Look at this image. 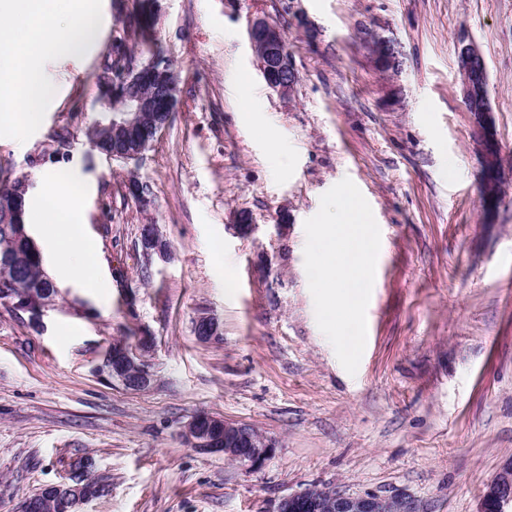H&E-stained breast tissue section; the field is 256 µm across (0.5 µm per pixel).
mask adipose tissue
<instances>
[{"label": "adipose tissue", "mask_w": 512, "mask_h": 512, "mask_svg": "<svg viewBox=\"0 0 512 512\" xmlns=\"http://www.w3.org/2000/svg\"><path fill=\"white\" fill-rule=\"evenodd\" d=\"M97 0H0V141L21 143L53 100L55 89L43 64L52 57L85 55L98 40ZM63 13L73 16L57 24ZM76 172L60 168L44 179L41 206L61 214L46 240L63 262L65 276L88 288L109 290L97 272L96 252L76 206Z\"/></svg>", "instance_id": "adipose-tissue-1"}]
</instances>
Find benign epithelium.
<instances>
[{"mask_svg": "<svg viewBox=\"0 0 512 512\" xmlns=\"http://www.w3.org/2000/svg\"><path fill=\"white\" fill-rule=\"evenodd\" d=\"M251 48L257 59L264 81L282 96L289 95L297 81L298 72L292 57L283 46V31L264 17H255L248 28ZM375 48L373 63L381 69L398 62L395 44L382 36L370 37ZM457 69L460 77L459 92L464 101L477 93L476 77L486 74V64L476 43L462 37L459 40ZM170 72L167 61L152 58L132 70L116 75L106 71L100 84L107 96L122 87L114 97L111 109L125 114L120 127L130 129L148 121L159 110L172 112L176 108V83L166 79ZM492 109L484 104L477 109V124L481 133L485 163L492 161L491 152L497 146L496 135L484 120ZM140 242L143 255L168 256V246L154 224L141 227ZM198 340L204 343L221 339L222 330L218 319L204 314L196 317L193 325ZM152 345L151 337L142 336L129 346L115 343L104 353L95 371L110 384H116L131 392H144L153 388L157 376L146 354ZM183 438L188 447L202 454H222L227 461L240 467L257 470L273 453L276 441L255 427L209 413L194 415L184 426ZM98 479L85 478L65 486L50 485L47 501L52 512H79L84 501L99 495ZM276 512H418L413 500L402 495L380 496L373 493L350 495L329 488L308 487L283 498ZM480 512H512V462L506 464L486 487Z\"/></svg>", "mask_w": 512, "mask_h": 512, "instance_id": "1", "label": "benign epithelium"}]
</instances>
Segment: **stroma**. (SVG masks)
<instances>
[{
  "instance_id": "obj_1",
  "label": "stroma",
  "mask_w": 512,
  "mask_h": 512,
  "mask_svg": "<svg viewBox=\"0 0 512 512\" xmlns=\"http://www.w3.org/2000/svg\"><path fill=\"white\" fill-rule=\"evenodd\" d=\"M99 4L88 54L46 63L57 95L41 125L25 146L0 144V174L26 180L30 197L49 170L81 176L85 232L112 283L102 299L57 282L36 324L0 304V512L82 457L111 487L79 512H276L314 485L479 512L512 459V0H157L178 106L137 166L87 136L106 61L142 50L122 35L138 0ZM257 16L284 31L300 76L291 96L257 66ZM373 33L398 44V71L375 69ZM463 36L483 53L501 147L489 211L458 90ZM346 177L381 232L353 375L317 325L304 265V222ZM134 180L151 185L147 199ZM144 224L169 258L146 262ZM201 312L219 318L222 342L196 339ZM131 330L153 339L146 392L94 373ZM200 412L253 425L274 452L255 471L197 453L182 427Z\"/></svg>"
}]
</instances>
